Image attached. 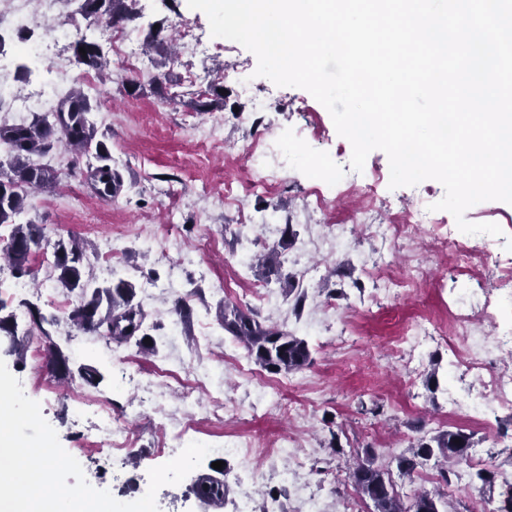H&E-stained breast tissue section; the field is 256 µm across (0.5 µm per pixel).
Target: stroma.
Segmentation results:
<instances>
[{
    "mask_svg": "<svg viewBox=\"0 0 512 512\" xmlns=\"http://www.w3.org/2000/svg\"><path fill=\"white\" fill-rule=\"evenodd\" d=\"M82 7L83 0H59L56 12L43 19L34 2L28 26H0V65L7 68L13 90L12 97L0 100V123L24 106L38 113L43 90L56 86L66 94L79 82L82 72L68 43L55 42L54 33L81 17ZM135 11L124 27L141 58L138 70L113 63L111 79L89 96L90 119L109 148L110 165L122 177L120 190L109 198L97 194L85 178L96 158L58 145L38 161L58 171L59 181L32 199L26 216L46 220L49 242L72 236L83 240L85 272L97 281L123 277L134 282L135 300L155 328L158 350L146 355L130 343L111 356L100 338L60 324L41 334L17 296L4 290L0 298L17 317L24 348L22 359L9 356L5 363L25 394L40 403L89 484L122 502L146 493L149 469L171 460L174 449L192 442L209 445L206 461L195 471L158 490L159 512H236L246 489L252 512H309L312 492L323 501L324 512L346 507L370 512L371 502L346 479L356 457L371 453L378 465L394 471L395 455L412 438L452 426L473 434L468 463L444 478L430 464L411 478L396 475V488L407 504L427 491L440 494L441 512H484L498 492L473 484L469 467L494 466L501 480L512 475V406L486 401L484 412L473 416L451 410L453 399L485 401L489 374L499 369L503 356L484 357L481 369L463 374L467 355L456 347L449 304L472 292L486 296L495 322L476 321L473 329L491 336L512 333V296L494 285L498 268L512 266V204L485 201L467 210L468 221L494 223L502 230L498 236H473V244L490 252L478 268L457 262L425 227L398 241L372 233V225L411 210L417 198L432 204L444 196L434 180L390 188L383 151L368 155L358 191L330 195L324 209H316L311 191L322 183L320 165L344 170L352 153L327 109L305 90L255 76V55L236 42L212 37L205 13L190 9L187 0H137ZM183 19L193 24L201 47L178 50L177 61L171 62L151 42L158 33L177 41ZM28 43L43 47L41 65L27 63L19 53V46ZM190 72L197 82L187 80ZM212 88L224 90L223 105L196 110L197 93ZM209 130L214 138L200 146L201 134ZM255 142L270 148L263 161L245 152ZM261 164L276 171L274 192L227 202V184L241 186ZM174 201L179 208L173 213ZM329 224L346 226L341 244L327 238ZM117 235L123 259L106 274L96 259ZM282 242L287 245L282 273L300 286L291 291L266 284L270 301L258 302L249 294L255 278L240 269L237 259L242 252L256 254ZM387 273L413 284L386 290ZM186 295L192 298L190 312L180 320L172 308ZM228 303L305 339L311 364L288 374L256 366L220 325ZM414 323L434 325L439 333L418 344L408 342L405 332ZM173 324L178 334L172 339L168 329ZM48 335L73 367L96 368L103 381L95 387L79 379L69 386L57 382L46 364ZM245 365L255 372L248 387L241 378ZM125 367L138 372L143 388L121 380ZM161 367L198 383L193 415H186L176 388L164 387L157 374ZM274 390L281 395V408L254 411L259 393ZM103 412L129 438L125 469L118 476L91 444ZM227 435L250 442L257 478L243 479L238 456L216 449ZM336 440L342 452L333 450ZM216 461L223 464L225 497L206 508L191 488Z\"/></svg>",
    "mask_w": 512,
    "mask_h": 512,
    "instance_id": "obj_1",
    "label": "stroma"
}]
</instances>
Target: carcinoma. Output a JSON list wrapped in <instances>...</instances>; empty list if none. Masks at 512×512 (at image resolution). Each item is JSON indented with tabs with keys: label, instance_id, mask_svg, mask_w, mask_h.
Instances as JSON below:
<instances>
[{
	"label": "carcinoma",
	"instance_id": "cac0c4a2",
	"mask_svg": "<svg viewBox=\"0 0 512 512\" xmlns=\"http://www.w3.org/2000/svg\"><path fill=\"white\" fill-rule=\"evenodd\" d=\"M134 0H84L85 17L102 18L112 25L132 20L129 4ZM85 53H80L79 48ZM73 63L87 71L102 72L106 67L100 46L79 35L73 42ZM92 110L88 97L80 90L69 92L60 101L53 119L44 116L23 124H0V143L10 150L7 165L0 164V227L10 226V232L0 257L17 277L32 274L31 260L47 240L46 225L29 220L16 222L26 210L25 200L38 191H45L58 183L54 169L33 162L35 155H44L56 143H61L77 154L95 155L102 165L88 170L87 178L96 191L105 197L113 196L121 186V176L107 164L105 143L96 139L94 124L89 118ZM85 249L77 237L55 244L52 267L55 282L62 292L73 298L67 314L69 322L79 330L101 336L118 344L135 342L142 350L154 352L156 343L148 344L145 315L140 304L134 302L135 284L120 279L97 284L86 277L83 262ZM260 278L282 279V261L277 249L270 250L255 264ZM221 326L224 332L241 343L255 362L268 371L295 372L311 363L307 341L275 326L261 322L250 309L224 305ZM18 323L15 314L0 316V337L7 339L6 352L21 358L22 349L17 338ZM48 365L60 381L73 380L70 359L55 343L47 348ZM473 433L463 428L445 430L436 435L418 437L409 449L397 457L400 474L412 477L417 468L433 458L460 463L468 460V449L473 447ZM348 479L355 490L372 501L374 512H440L436 497L429 492L419 493L409 507H404L389 473L375 464L371 454L359 458L349 469ZM196 499L207 504L224 499V480L202 475L192 486ZM492 512H512V482L501 484L496 506Z\"/></svg>",
	"mask_w": 512,
	"mask_h": 512
}]
</instances>
